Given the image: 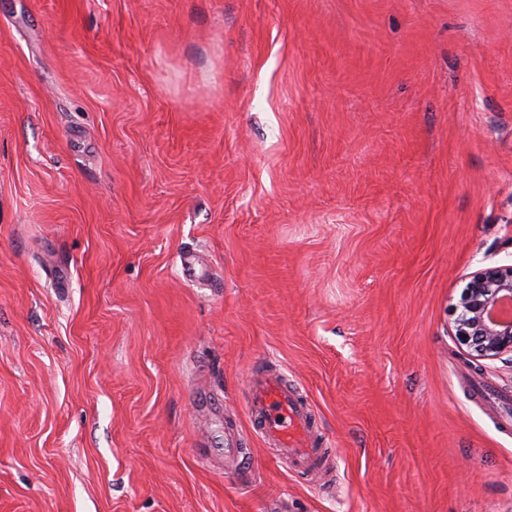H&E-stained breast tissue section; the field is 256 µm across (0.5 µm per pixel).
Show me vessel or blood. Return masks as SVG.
Wrapping results in <instances>:
<instances>
[{
  "mask_svg": "<svg viewBox=\"0 0 512 512\" xmlns=\"http://www.w3.org/2000/svg\"><path fill=\"white\" fill-rule=\"evenodd\" d=\"M247 406L259 436L273 442L289 469L320 473L327 465L324 442L309 404L279 375L257 370L247 386Z\"/></svg>",
  "mask_w": 512,
  "mask_h": 512,
  "instance_id": "obj_1",
  "label": "vessel or blood"
}]
</instances>
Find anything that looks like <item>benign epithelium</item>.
Segmentation results:
<instances>
[{"mask_svg": "<svg viewBox=\"0 0 512 512\" xmlns=\"http://www.w3.org/2000/svg\"><path fill=\"white\" fill-rule=\"evenodd\" d=\"M505 302L512 303V265L481 269L469 276L453 315L455 336L474 359L512 356V316L497 314Z\"/></svg>", "mask_w": 512, "mask_h": 512, "instance_id": "7a95c632", "label": "benign epithelium"}]
</instances>
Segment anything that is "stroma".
<instances>
[{"instance_id":"obj_1","label":"stroma","mask_w":512,"mask_h":512,"mask_svg":"<svg viewBox=\"0 0 512 512\" xmlns=\"http://www.w3.org/2000/svg\"><path fill=\"white\" fill-rule=\"evenodd\" d=\"M506 264L512 0H0V512H512ZM504 302L512 303V265L489 267L469 276L453 315L455 336L475 360L510 355L512 316L497 314ZM247 397L256 432L274 443L289 469L318 474L326 467L325 444L316 433L311 408L288 380L257 368L249 380Z\"/></svg>"}]
</instances>
